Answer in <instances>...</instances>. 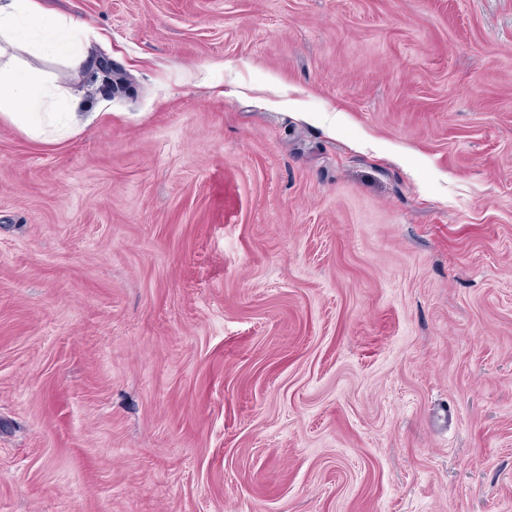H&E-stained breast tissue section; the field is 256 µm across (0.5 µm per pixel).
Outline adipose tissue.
<instances>
[{
    "label": "adipose tissue",
    "instance_id": "1",
    "mask_svg": "<svg viewBox=\"0 0 512 512\" xmlns=\"http://www.w3.org/2000/svg\"><path fill=\"white\" fill-rule=\"evenodd\" d=\"M84 29L81 21L48 12L41 0H0L1 121L43 143L57 142L63 130H83L93 124L95 113L81 117L56 111V101L66 93L63 76L44 74L12 53L17 47L77 68L87 59L81 41Z\"/></svg>",
    "mask_w": 512,
    "mask_h": 512
}]
</instances>
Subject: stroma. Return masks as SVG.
<instances>
[{"label":"stroma","mask_w":512,"mask_h":512,"mask_svg":"<svg viewBox=\"0 0 512 512\" xmlns=\"http://www.w3.org/2000/svg\"><path fill=\"white\" fill-rule=\"evenodd\" d=\"M92 127L0 121V512H512V0H41Z\"/></svg>","instance_id":"obj_1"}]
</instances>
